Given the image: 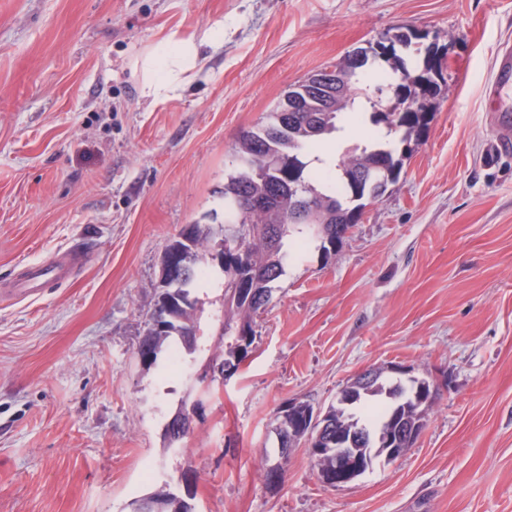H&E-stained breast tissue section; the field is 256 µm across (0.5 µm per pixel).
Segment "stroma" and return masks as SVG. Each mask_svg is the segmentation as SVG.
<instances>
[{
  "label": "stroma",
  "mask_w": 512,
  "mask_h": 512,
  "mask_svg": "<svg viewBox=\"0 0 512 512\" xmlns=\"http://www.w3.org/2000/svg\"><path fill=\"white\" fill-rule=\"evenodd\" d=\"M219 24L204 76L142 96L141 55ZM396 26L446 61L398 182L330 256L286 262L223 384L190 378L214 336L184 375L142 365L164 249L223 223L240 130ZM508 42L512 0H0V280L78 239L89 252L67 287L0 301V512H130L184 474L195 512H512V153L487 100ZM393 364L442 389L401 459L329 487L301 444L284 484L263 483L278 406L328 405ZM199 405H200V403L193 404L190 407V409L198 407ZM190 409H187L185 406H181L180 409L173 415V417L167 423L166 429H165V438L167 439L169 446L172 445L171 442L168 440L169 439V435H168L169 429H171L173 431L174 426L179 423L180 418L185 413H188L190 411ZM201 410H202V407H198L194 410V412L190 411V413L185 418L181 419V421L178 425V431H179L180 435L182 434L183 431L191 430L193 420L196 418V415H198ZM190 434H191V431L186 434H182L180 442H182L184 439H186Z\"/></svg>",
  "instance_id": "35a3bbf8"
}]
</instances>
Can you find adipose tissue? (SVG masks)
Instances as JSON below:
<instances>
[{
	"label": "adipose tissue",
	"instance_id": "1",
	"mask_svg": "<svg viewBox=\"0 0 512 512\" xmlns=\"http://www.w3.org/2000/svg\"><path fill=\"white\" fill-rule=\"evenodd\" d=\"M223 39L224 30L220 27L198 36L171 32L137 63L143 96L163 99L178 95L185 84L184 74L203 70L205 58L202 47Z\"/></svg>",
	"mask_w": 512,
	"mask_h": 512
}]
</instances>
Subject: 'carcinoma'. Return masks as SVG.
I'll return each mask as SVG.
<instances>
[{"instance_id":"obj_1","label":"carcinoma","mask_w":512,"mask_h":512,"mask_svg":"<svg viewBox=\"0 0 512 512\" xmlns=\"http://www.w3.org/2000/svg\"><path fill=\"white\" fill-rule=\"evenodd\" d=\"M405 30L408 31V46L415 47L417 52L424 51L422 65L410 68L404 57L396 52L381 54L372 42L366 47H356L336 64L341 77L338 104L332 111H322L324 97L314 93L303 98L304 105L294 112L291 123L283 128L277 124L276 114L284 106L285 99L314 81L316 73L313 72L288 87L266 120L239 133L233 167L224 179V223L216 228L210 224H190L169 242L163 253L165 257L175 254L178 264L189 277L181 285L172 281L158 285L155 308L139 343L152 354L147 365L156 364L166 345L194 354L200 349V342L209 335L201 325L204 302L195 289L213 265L209 254L224 244L230 228L241 227L248 231L246 259L227 251L224 261L218 263L224 273L220 320L224 356L220 360L209 359L203 366V374L194 375L195 384L205 389L218 381L220 374L236 369L247 357L255 336H237L231 330L241 326L254 331V316L270 304L274 284L283 275L285 261L291 258V254L284 250V238L292 233L308 236L319 242L324 253H329L327 243L333 240L342 243L361 221L364 208L381 199V193L373 187L374 180L357 179L352 168L365 163L390 173L392 182L399 180L403 158L381 146L364 147L359 152L354 150L342 155L334 164V175L328 171L307 170L303 155L336 132L339 117L360 95L372 104L374 123H382L389 133L401 135L403 143L419 141L432 120L426 100L441 92L436 73L443 72V60L435 47H417L425 35L408 26ZM377 61L386 63L393 72L400 74L399 81L392 83L383 78L372 85L364 84L362 70ZM296 192L314 199L305 222L299 224L290 222ZM159 319L170 325V331L163 335L152 329L153 322ZM391 386L392 383L382 375L375 378L368 390L356 393L351 404L363 407L366 419L346 410L342 413L344 422L352 428L361 427L371 437L383 435V441L376 444H351L353 448L364 447V459L372 456L373 448L386 447L388 440L405 442L400 437L404 409L387 396ZM313 411L310 403L298 400L290 407L278 408L275 421L286 430L294 429L303 439L311 429ZM133 512H194V507L166 489L135 501Z\"/></svg>"}]
</instances>
